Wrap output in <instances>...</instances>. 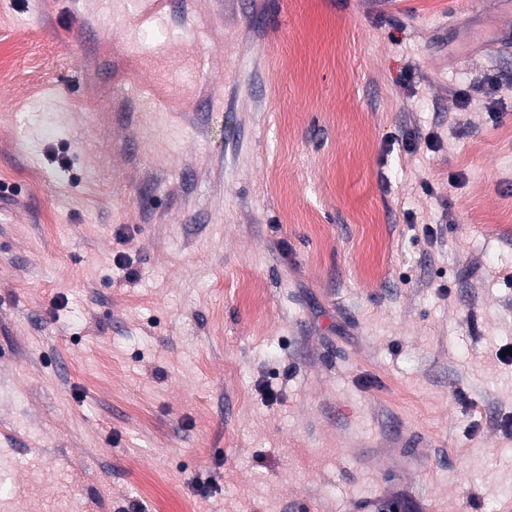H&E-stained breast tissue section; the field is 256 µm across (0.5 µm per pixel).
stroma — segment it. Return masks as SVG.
I'll use <instances>...</instances> for the list:
<instances>
[{
  "label": "stroma",
  "instance_id": "35a3bbf8",
  "mask_svg": "<svg viewBox=\"0 0 512 512\" xmlns=\"http://www.w3.org/2000/svg\"><path fill=\"white\" fill-rule=\"evenodd\" d=\"M91 2L0 0V512H512V0ZM139 7V21L143 28H151L164 25L166 0L123 1V12L128 13L135 4ZM122 93L140 100L145 112H156L155 114L168 112L165 105H162L159 100H157L152 82L146 81L130 84L122 90Z\"/></svg>",
  "mask_w": 512,
  "mask_h": 512
}]
</instances>
